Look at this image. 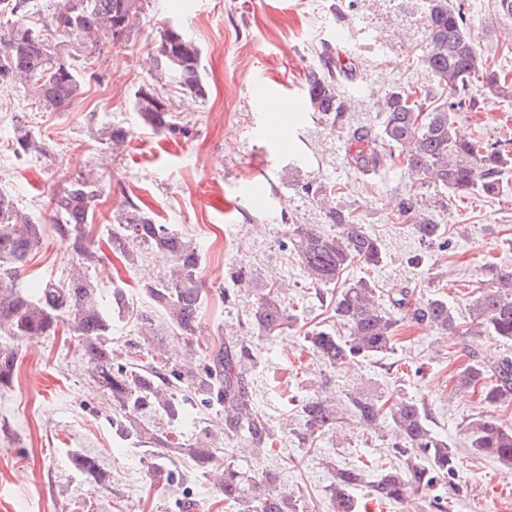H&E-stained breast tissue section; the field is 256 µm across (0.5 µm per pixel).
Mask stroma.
<instances>
[{
    "instance_id": "35a3bbf8",
    "label": "stroma",
    "mask_w": 512,
    "mask_h": 512,
    "mask_svg": "<svg viewBox=\"0 0 512 512\" xmlns=\"http://www.w3.org/2000/svg\"><path fill=\"white\" fill-rule=\"evenodd\" d=\"M471 35L489 64L512 71V41L504 34L512 18L499 14L497 0H460ZM428 0H146L128 42L109 47L95 74L64 112H39L22 89L0 91V192L18 209L44 218L50 194L66 176L94 167L103 189L89 237L106 246L124 200L139 204L157 224L197 244L208 303L194 339L198 350L227 341L251 345L255 359L247 374L255 402L278 438L277 453L260 458L251 447L225 441L216 465L230 464L248 475L272 470L289 492L317 504L329 500L337 469L361 467L353 491L358 512H420L419 492L405 503L377 504L371 483L393 466L389 435L346 422L336 434L303 444L298 403L320 393L337 399L364 389L387 397L405 396L423 404L433 430L459 450L464 480L451 512H512L507 465L470 448L465 425L482 411L479 393L455 391L456 375L480 356L488 364L512 355V342L495 336L443 335L427 322L404 318L396 345L382 357L346 370L323 365L305 340L315 327L332 328L335 287L309 284L288 242L290 225L313 224L334 231L325 210L307 186L336 189L338 208L354 212L380 240L379 269L357 264L345 279H370L380 298L405 288L413 303L441 295L468 322V305L481 286L488 260L512 266V167L504 192L457 198L439 183L411 184L398 170L362 175L346 158L349 126L379 127L377 101L404 87L431 90L432 77L420 63L427 49ZM182 28L201 50L205 98L166 87L182 126L175 135L155 134L134 109V92L150 82L147 51L160 27ZM338 43L347 71L336 83L349 109L340 119L306 112L309 72L320 69L327 43ZM38 130L41 154H16V116ZM112 123L129 129L131 141L117 149L98 137ZM466 137L512 138V96H482L480 109L461 113ZM263 178L265 197L251 196L252 179ZM414 190L416 207L444 224L445 245L420 244L408 222L396 219L394 200ZM77 260L53 229L28 264L44 279L65 277ZM232 267H253L265 283L287 284L285 301L293 316L274 340L258 337L247 323L256 289L236 285ZM164 269L162 259L144 250L135 266L107 254L87 273L97 283L100 304L110 308L112 291L124 289L127 306L113 314L112 346L139 358L148 307L141 283ZM236 294L222 303L223 290ZM17 362L9 386L0 387V512H224L221 492L192 462L166 464L178 481L149 473L144 446L121 440L112 428V400L93 383L72 336L15 342ZM95 458L94 482L79 472L75 458Z\"/></svg>"
}]
</instances>
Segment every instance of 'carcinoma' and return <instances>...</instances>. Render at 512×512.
Here are the masks:
<instances>
[{
  "label": "carcinoma",
  "instance_id": "carcinoma-1",
  "mask_svg": "<svg viewBox=\"0 0 512 512\" xmlns=\"http://www.w3.org/2000/svg\"><path fill=\"white\" fill-rule=\"evenodd\" d=\"M31 0H0V88L19 87L47 112H64L82 93L81 68L99 61L106 45H116V28L125 30L128 41L139 20L143 0H56L48 22H29ZM428 47L421 63L435 79L438 93L396 89L378 105L383 114L379 129L367 126L348 131L350 159L355 169L368 175L399 165L420 177L432 178L459 197L503 191L501 175L512 164L508 140L489 143L481 138L457 136L459 113L477 109L478 95L488 91L505 97L512 83L488 66L478 51L454 0H429ZM154 80L170 85L192 98L202 99L206 87L201 77V51L180 31L163 28L148 50ZM326 72L312 71L306 92L312 111L329 116L345 112L347 102L337 92L333 63L323 60ZM154 85L144 84L134 94V108L154 132H173L179 127L169 99L159 104ZM131 136L122 126L104 124L100 140L112 147L123 146ZM14 152H44L41 134L20 123L15 130ZM102 191V175L79 172L54 192L50 214L44 220L23 215L13 199L0 193V334L15 340L51 336L68 320L82 355L92 366L91 378L98 389L112 398V425L126 440L143 443V434L131 418L142 412L163 416L173 428L196 427L194 410L224 412L223 435L248 443L259 456L272 451L277 439L270 432L247 386L250 346L227 342L195 359L191 338L196 334L205 296L201 259L192 239L165 224H156L134 201L125 200L117 224L108 239L109 249L129 265L137 254L136 243L164 260L168 271L156 280L142 283L150 310L141 315L144 343L152 338L153 313L164 317L168 331L188 347L189 360L168 366L155 359L123 362L112 349V315L98 301L97 285L84 272L64 280H47L36 286H21L19 279L31 254L41 245L43 224L81 261L90 266L101 259L88 243L86 225L92 223L95 202ZM332 191L316 188L311 195L326 205L337 231L324 233L313 224L290 225V243L310 283L326 287L339 282L356 262L378 266L384 261L381 243L356 216L329 204ZM397 216L412 221V233L430 246L444 229L435 216L416 212L415 195L406 192L397 203ZM482 289L469 307L470 327L464 328L448 300L435 296L412 305L409 291L401 288L384 306L371 281L362 277L336 290L334 312L344 334L322 328L311 332L306 342L320 361L342 369L358 358L379 357L393 349L400 319L395 312L412 307L411 318L428 321L436 329L457 336L488 334L512 340V266L487 263L482 267ZM290 314L284 306L283 288L262 289L250 312V326L265 337L281 333ZM14 350L0 347V387L12 381ZM459 390H480L483 411L465 426L470 447L512 466V426L502 423L500 407L512 404V356L487 365L473 355L472 362L456 376ZM369 432L382 428L391 433L390 448L401 466L382 474L373 484L380 502L400 503L410 490L437 491L426 500V512H448V490L459 489L458 449L436 433L425 409L411 398L394 400L365 391H352L341 405L316 394L299 405L303 432L312 441L333 434L344 423L343 408ZM156 462L176 455L192 459L199 472L211 475L223 442L210 428L196 436L172 442L168 433L149 436ZM362 470L336 471L328 512H356L351 490L362 482ZM224 504L236 512H316V504L296 497L281 487L272 471L261 477L247 476L227 466L217 479Z\"/></svg>",
  "mask_w": 512,
  "mask_h": 512
}]
</instances>
